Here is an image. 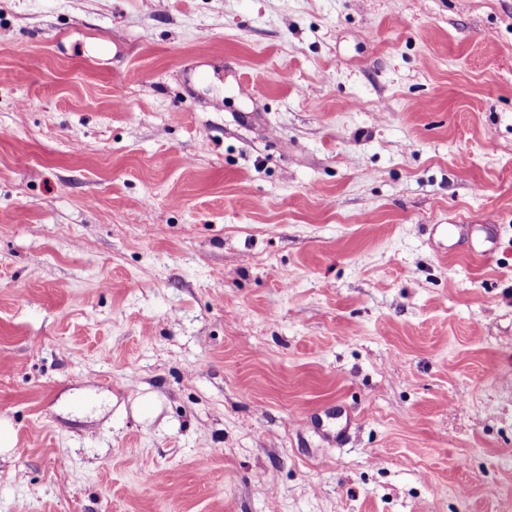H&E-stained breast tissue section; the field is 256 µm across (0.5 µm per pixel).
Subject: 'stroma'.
Masks as SVG:
<instances>
[{"mask_svg": "<svg viewBox=\"0 0 512 512\" xmlns=\"http://www.w3.org/2000/svg\"><path fill=\"white\" fill-rule=\"evenodd\" d=\"M0 416V512H512V0H0Z\"/></svg>", "mask_w": 512, "mask_h": 512, "instance_id": "obj_1", "label": "stroma"}]
</instances>
